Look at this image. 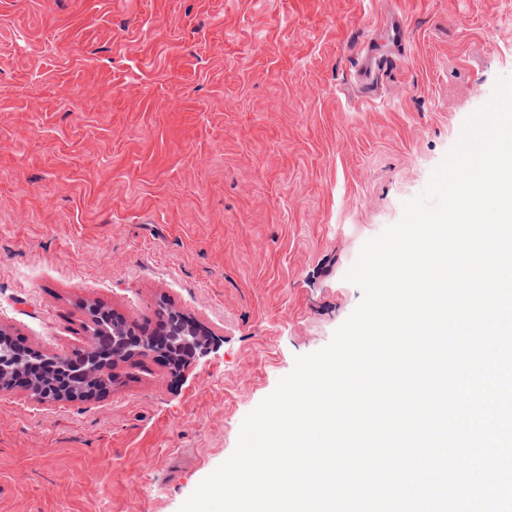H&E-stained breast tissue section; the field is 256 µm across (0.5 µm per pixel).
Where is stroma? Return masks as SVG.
Instances as JSON below:
<instances>
[{
  "label": "stroma",
  "instance_id": "35a3bbf8",
  "mask_svg": "<svg viewBox=\"0 0 512 512\" xmlns=\"http://www.w3.org/2000/svg\"><path fill=\"white\" fill-rule=\"evenodd\" d=\"M507 75L512 0H0V327L71 357L86 305L165 304L213 341L86 402L0 391V512H179ZM191 325L197 330L198 337L194 340L185 339L186 347L191 351V356L187 358L185 361L179 363L178 365H173L175 368H179L173 374H180L181 371L190 365L192 361H197L200 358L205 357L210 352V337L204 333L202 330L197 328L190 320ZM195 342L198 343V346L195 345Z\"/></svg>",
  "mask_w": 512,
  "mask_h": 512
}]
</instances>
